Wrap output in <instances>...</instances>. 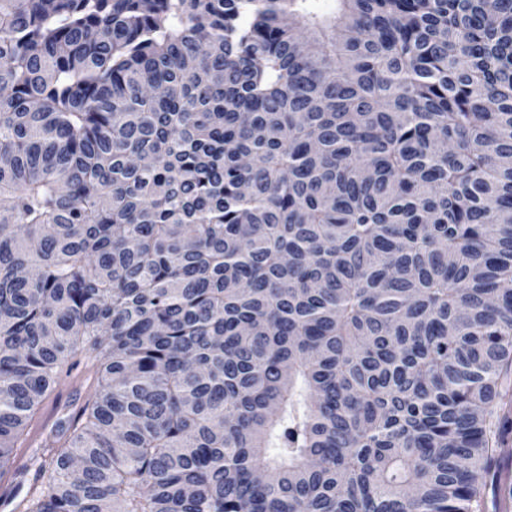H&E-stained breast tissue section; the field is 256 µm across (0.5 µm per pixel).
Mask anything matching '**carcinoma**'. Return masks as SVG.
I'll return each mask as SVG.
<instances>
[{
	"instance_id": "carcinoma-1",
	"label": "carcinoma",
	"mask_w": 512,
	"mask_h": 512,
	"mask_svg": "<svg viewBox=\"0 0 512 512\" xmlns=\"http://www.w3.org/2000/svg\"><path fill=\"white\" fill-rule=\"evenodd\" d=\"M20 512L512 500V0H0ZM78 371H73L72 377H63V379L61 380L60 385L58 387V392L60 395V405L64 404L67 401H71L74 398L80 397L82 399L90 391L91 381L85 383L82 382L81 378L80 380L73 378L75 375H77Z\"/></svg>"
}]
</instances>
